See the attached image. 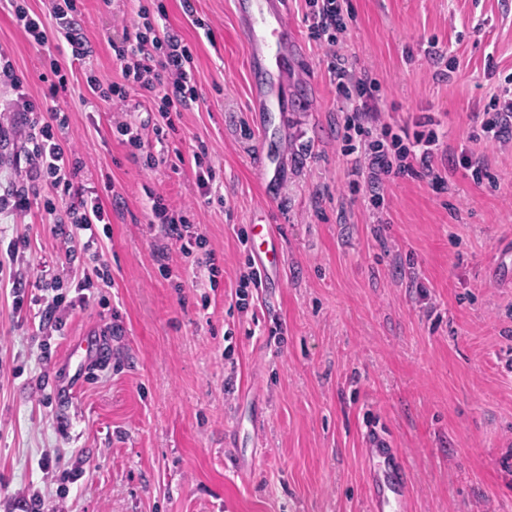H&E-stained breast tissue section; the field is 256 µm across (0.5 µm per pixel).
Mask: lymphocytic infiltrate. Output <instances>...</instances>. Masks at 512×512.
I'll return each instance as SVG.
<instances>
[{
	"instance_id": "obj_1",
	"label": "lymphocytic infiltrate",
	"mask_w": 512,
	"mask_h": 512,
	"mask_svg": "<svg viewBox=\"0 0 512 512\" xmlns=\"http://www.w3.org/2000/svg\"><path fill=\"white\" fill-rule=\"evenodd\" d=\"M78 14V0H55L54 33L66 41L74 59L83 60L91 56L92 48L78 25ZM150 15L148 6H140L135 34L125 33L111 42L113 57L121 70L120 81H104L91 74L86 82L100 98L116 105L124 104L129 89L149 93L160 116L152 132L156 143L161 144L166 139L167 128L172 125V113L191 108L198 102L199 94L189 46L176 31L152 22ZM307 20L311 38L327 41V73L331 83L335 84L339 95L352 102L350 109L342 113L343 127L363 139L362 144L348 141L343 147L352 176L379 184L416 168L425 175H433V148L441 136L434 117L421 114L396 130L387 125L374 128L370 114L375 110L371 92L376 83L368 69L351 64L338 47L336 35L347 28L341 6L336 0H324L322 7L309 12ZM51 73L54 77L50 86L51 106L42 109L25 99L16 108V123L28 142L25 152L27 184L14 190L12 207L20 211L28 209L31 196L37 195L44 186L51 191L50 198L43 201L48 213L56 212V198H70L71 203L66 208L69 227L63 236L67 244L66 256L72 259L76 256V243L94 238L97 225L108 223L109 214L96 193L75 188L80 163L58 140L59 133L69 125L64 103L71 92L70 81L59 67H52ZM152 211L161 224L155 256L165 258L174 246L183 254H192L202 236L192 231L186 212L169 209L160 197L155 199ZM12 289L14 309L33 306V315L40 322L62 327L59 312L70 306L66 295L29 298L17 282Z\"/></svg>"
}]
</instances>
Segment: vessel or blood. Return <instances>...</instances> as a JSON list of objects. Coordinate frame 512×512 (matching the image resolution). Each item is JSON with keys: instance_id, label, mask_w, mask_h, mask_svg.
<instances>
[{"instance_id": "b4317fda", "label": "vessel or blood", "mask_w": 512, "mask_h": 512, "mask_svg": "<svg viewBox=\"0 0 512 512\" xmlns=\"http://www.w3.org/2000/svg\"><path fill=\"white\" fill-rule=\"evenodd\" d=\"M287 4L288 0H235L240 30L258 74L250 87L251 109L255 112L288 109V92L276 72L286 60ZM257 235L260 244L254 254L260 269L267 274L278 271L283 260L281 232L275 225L263 224ZM408 482V471L398 463L383 474L373 475L371 512H386L390 495H403Z\"/></svg>"}]
</instances>
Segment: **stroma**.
Listing matches in <instances>:
<instances>
[{"instance_id":"stroma-1","label":"stroma","mask_w":512,"mask_h":512,"mask_svg":"<svg viewBox=\"0 0 512 512\" xmlns=\"http://www.w3.org/2000/svg\"><path fill=\"white\" fill-rule=\"evenodd\" d=\"M146 2L191 48L200 96L162 145L141 91L119 109L86 84L92 70L120 80L109 40L137 23L135 0H80L84 61L55 39L32 44L0 0L15 75L0 80V200L25 178L9 108L21 92L49 103L54 60L74 88L63 137L110 215L71 262L41 204L0 213V250L27 241L0 272L30 295L51 282L73 294L98 257L112 275L63 311L60 331L18 318L0 290V512H26L34 493L50 512H370L369 470L393 463L369 458L374 431L409 470L407 508L390 512H512V136L481 130L512 80V0H340V44L378 81L379 124L428 113L446 133L433 161L444 186L409 173L356 194L345 103L306 0H288L301 56L287 73L293 109L268 117L264 180L233 0H191L189 15L182 0ZM124 118L144 150L121 142ZM464 149L483 157L482 180L453 163ZM161 150L183 163L148 168ZM201 150L216 167L210 204L195 183ZM156 196L188 208L204 237L193 256L156 260ZM266 219L283 235L281 283L249 289L242 308L253 245L240 235ZM209 250L214 279L195 264Z\"/></svg>"}]
</instances>
